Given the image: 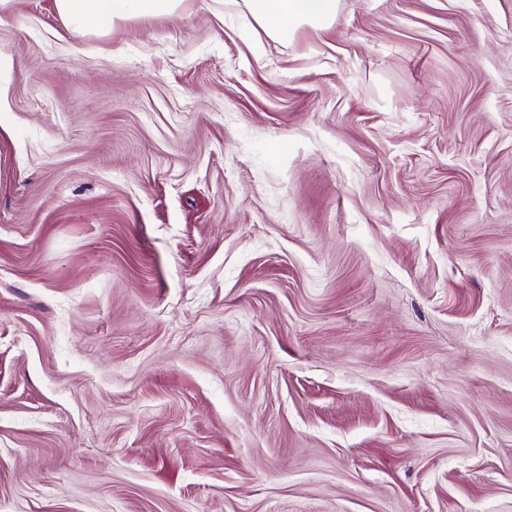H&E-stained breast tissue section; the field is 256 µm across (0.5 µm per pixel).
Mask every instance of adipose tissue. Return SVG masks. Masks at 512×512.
<instances>
[{"mask_svg": "<svg viewBox=\"0 0 512 512\" xmlns=\"http://www.w3.org/2000/svg\"><path fill=\"white\" fill-rule=\"evenodd\" d=\"M183 0H54L58 15L75 35L109 33L121 22L147 16L176 15ZM246 14L276 41L307 27L326 28L340 0H243Z\"/></svg>", "mask_w": 512, "mask_h": 512, "instance_id": "ef3b65f1", "label": "adipose tissue"}]
</instances>
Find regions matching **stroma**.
Here are the masks:
<instances>
[{"instance_id":"35a3bbf8","label":"stroma","mask_w":512,"mask_h":512,"mask_svg":"<svg viewBox=\"0 0 512 512\" xmlns=\"http://www.w3.org/2000/svg\"><path fill=\"white\" fill-rule=\"evenodd\" d=\"M0 10V512H512V0ZM183 0H54L58 15L77 36L110 33L121 22L175 16ZM248 16L275 41L303 27L320 31L336 19L340 0H243Z\"/></svg>"}]
</instances>
